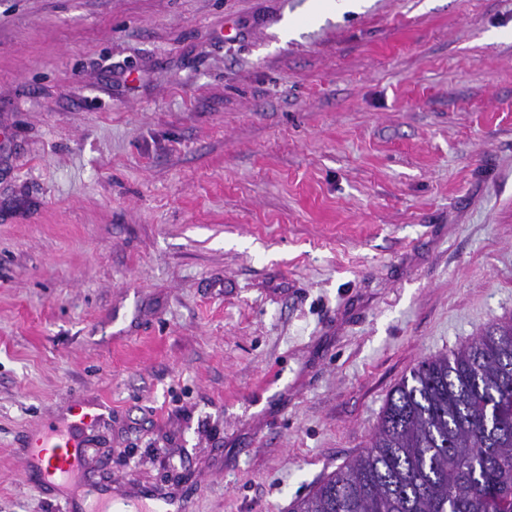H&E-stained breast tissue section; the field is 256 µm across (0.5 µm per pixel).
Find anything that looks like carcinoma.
<instances>
[{
	"label": "carcinoma",
	"mask_w": 512,
	"mask_h": 512,
	"mask_svg": "<svg viewBox=\"0 0 512 512\" xmlns=\"http://www.w3.org/2000/svg\"><path fill=\"white\" fill-rule=\"evenodd\" d=\"M512 318L419 363L371 444L292 512H512Z\"/></svg>",
	"instance_id": "obj_1"
}]
</instances>
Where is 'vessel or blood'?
I'll return each mask as SVG.
<instances>
[{"mask_svg": "<svg viewBox=\"0 0 512 512\" xmlns=\"http://www.w3.org/2000/svg\"><path fill=\"white\" fill-rule=\"evenodd\" d=\"M109 405L97 400H72L60 429H38L26 438L25 470L38 474L42 482L57 488L64 512H190L188 501L167 498L156 501L148 496L116 499L103 490L85 499L72 489L70 481L79 470L86 431L100 423Z\"/></svg>", "mask_w": 512, "mask_h": 512, "instance_id": "1", "label": "vessel or blood"}]
</instances>
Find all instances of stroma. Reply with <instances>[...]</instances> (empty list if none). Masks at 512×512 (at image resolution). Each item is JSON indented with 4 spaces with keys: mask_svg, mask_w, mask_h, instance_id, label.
<instances>
[{
    "mask_svg": "<svg viewBox=\"0 0 512 512\" xmlns=\"http://www.w3.org/2000/svg\"><path fill=\"white\" fill-rule=\"evenodd\" d=\"M512 318V0H0V512H291ZM108 412L107 402L72 400L65 410L63 429L48 427L27 435L25 471L38 474L45 485L57 488L64 512H112L119 506L124 512H189L186 500L166 498L160 503L148 496L117 500L114 490H102L88 500L72 489L70 480L80 468L85 432L100 423ZM50 444L52 447L48 448Z\"/></svg>",
    "mask_w": 512,
    "mask_h": 512,
    "instance_id": "stroma-1",
    "label": "stroma"
}]
</instances>
